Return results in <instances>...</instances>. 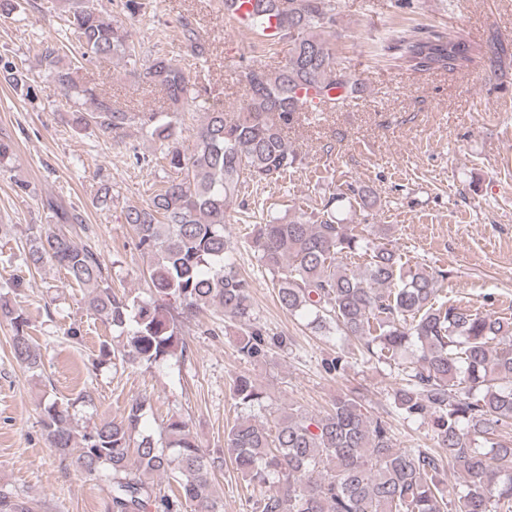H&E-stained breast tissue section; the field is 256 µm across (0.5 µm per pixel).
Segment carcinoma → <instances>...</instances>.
<instances>
[{"instance_id": "1", "label": "carcinoma", "mask_w": 512, "mask_h": 512, "mask_svg": "<svg viewBox=\"0 0 512 512\" xmlns=\"http://www.w3.org/2000/svg\"><path fill=\"white\" fill-rule=\"evenodd\" d=\"M69 2L61 47L79 48L81 59L64 68L59 52L48 47L41 63L72 102L73 121L108 134L140 125L165 143L162 160L174 176L148 207H130L125 216L136 247L152 259L150 297L118 295L97 254L62 231L34 233L31 261L89 289L88 309L121 338L101 348L108 360L150 368L185 353L172 300L187 317L213 308L246 326L238 353L265 356L268 340L255 323L251 285L225 235L227 209L243 186L276 182L301 164L286 139L301 113L299 91L314 92L328 109L361 93L362 83L341 67L326 38L336 25L337 0H254L249 27L261 32L276 18L272 45L286 48V62L244 72L246 98L232 116L209 106L207 87L179 55H159L139 74L162 94L167 107L161 111L127 112L79 85L73 73L81 62L116 56L135 63L139 51L124 20L101 0ZM182 27L183 53L206 64L209 46L191 21L183 19ZM388 50L408 70L448 71L467 68L477 47L452 31L423 36L403 28L393 31ZM178 112L202 113L189 153L178 142ZM343 201L350 198L332 193L316 212L255 224L248 245L271 274L283 309L305 312L321 328L334 325L379 360L409 356L392 403L406 419L429 421L438 451L397 447L388 422L364 413L356 396L336 398L323 415L290 407L271 426L240 416L224 429V453L249 483L274 487L254 502V512H512V439L499 433L512 426V321L437 303L447 271L407 265L384 244L352 233L336 218V203ZM368 250L364 268L349 267L348 259ZM0 316L12 328L16 362L39 368L27 317L2 298ZM231 391L238 407L265 409V393L248 375H236ZM91 402L88 395L49 401L42 431L59 455L103 478L105 512H224L212 490L216 458L196 443L189 420L172 415L156 434L145 425L150 401L138 396L122 416L77 433L72 411ZM447 468L462 479L463 490L446 484ZM0 512L34 507L0 491Z\"/></svg>"}]
</instances>
